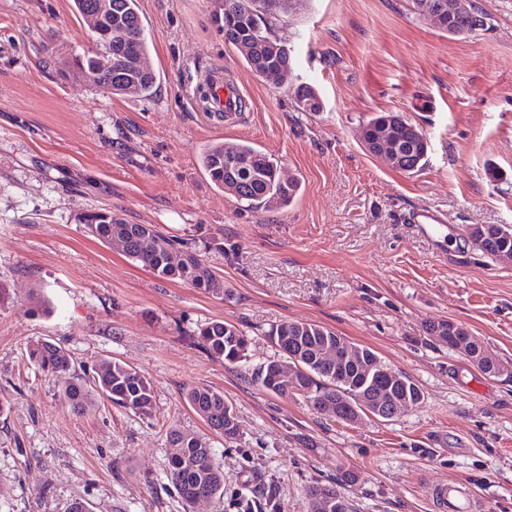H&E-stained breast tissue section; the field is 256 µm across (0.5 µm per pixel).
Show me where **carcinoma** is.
Listing matches in <instances>:
<instances>
[{"label":"carcinoma","instance_id":"cac0c4a2","mask_svg":"<svg viewBox=\"0 0 512 512\" xmlns=\"http://www.w3.org/2000/svg\"><path fill=\"white\" fill-rule=\"evenodd\" d=\"M74 4L80 18L95 30L98 47L93 54L77 58V68L97 71L96 86L108 87L113 95L151 98L157 75L144 66L149 43L139 0H74ZM219 10L217 21L224 31V42L238 49L252 72L291 71V50L275 32L279 14L269 10L268 0H221ZM436 27L451 36H466L487 29L489 22L487 14L470 0H456L449 18ZM294 97L302 112L322 108L321 97L308 84L297 86ZM362 143L370 154L385 155L394 168L404 172L421 168L429 148L423 131L395 112H382L363 124ZM199 164L216 188L247 208L281 210L293 202L300 189L299 179L284 175L278 159L245 141L216 139L203 149ZM80 223L87 225L95 239L119 244L126 256L161 279L186 282L216 297L226 293L224 278L206 266L200 250L160 233L153 224H129L109 209L88 212ZM467 238L488 257L499 259L502 249H512V226L472 224L467 227ZM423 330L452 350L460 347L484 353L481 339L460 324L428 320ZM267 336L281 354L259 366L258 383L279 397L300 395L318 414L337 422L359 424L372 418L382 402L401 413L424 400L422 390L410 377L390 370L371 349L323 326L283 322L271 327ZM194 340L227 363L248 358V339L231 323L202 325ZM28 354L46 371L65 374L71 369L70 357L55 344L38 341ZM286 368L296 375L297 383L288 385L280 379ZM65 391L77 412L88 410L96 393L138 415L147 417L153 409L149 380L119 360L103 359L92 373L73 374ZM185 399L211 431L227 441L239 435L236 411L224 393L196 386L186 392ZM167 441L172 448L169 478L186 504H193L202 494L215 497L224 493V473L206 438L172 428ZM305 499L307 512H352L349 499L333 485L309 486Z\"/></svg>","mask_w":512,"mask_h":512}]
</instances>
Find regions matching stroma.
<instances>
[{
  "mask_svg": "<svg viewBox=\"0 0 512 512\" xmlns=\"http://www.w3.org/2000/svg\"><path fill=\"white\" fill-rule=\"evenodd\" d=\"M488 30L452 37L409 0H297L278 33L295 65L280 85L251 72L214 22L215 0H140L159 84L149 100L83 82L76 56L96 41L73 0H0V512H307L304 490L337 485L356 512H433L441 478L469 483L480 512H512V376L483 374L427 336L429 319L481 337L512 363V260L472 246L471 224L512 225V0H474ZM223 67L245 108L216 123L189 99L197 70ZM313 86L323 107L298 111ZM397 112L425 133L422 169L369 154L363 123ZM245 140L299 178L285 209L243 207L203 173L201 149ZM429 207L447 224L409 223ZM109 209L131 224L204 248L223 276L215 297L163 281L94 239L82 214ZM40 294L49 310H35ZM236 325L247 361L230 365L192 336ZM324 326L372 349L422 389L418 406L347 426L302 397L254 379L278 349L271 326ZM66 349L82 371L124 362L151 383L144 417L104 396L75 412L66 377L27 349ZM206 385L236 410L240 433L213 434L185 400ZM207 436L224 494L189 506L167 477L171 426ZM354 482H344V474ZM296 106L301 112H317L322 108V99L310 85H299L294 90Z\"/></svg>",
  "mask_w": 512,
  "mask_h": 512,
  "instance_id": "stroma-1",
  "label": "stroma"
}]
</instances>
